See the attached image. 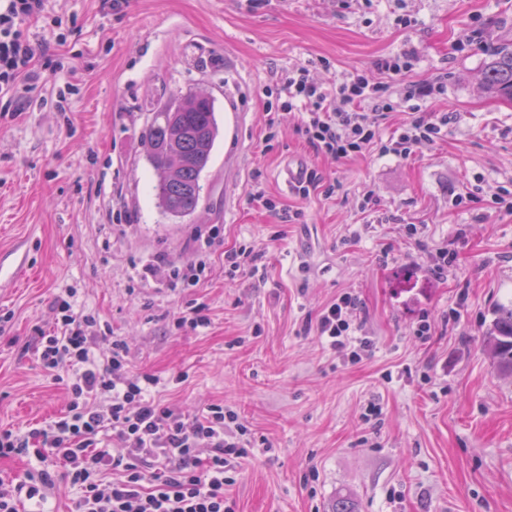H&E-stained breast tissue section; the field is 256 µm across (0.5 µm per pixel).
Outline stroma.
Listing matches in <instances>:
<instances>
[{"instance_id": "stroma-1", "label": "stroma", "mask_w": 512, "mask_h": 512, "mask_svg": "<svg viewBox=\"0 0 512 512\" xmlns=\"http://www.w3.org/2000/svg\"><path fill=\"white\" fill-rule=\"evenodd\" d=\"M30 35L40 82L23 111L0 114V428L66 409L35 349L72 288L101 335L126 339L135 371L166 381V404L238 413L252 450L228 493L235 512H329L341 496L358 512H512V375L482 343L512 302V213L492 203L512 190V101L480 87L512 48V0H129L118 15L52 0ZM384 58L409 67L382 73ZM300 64L327 86L384 85L395 109L380 137L408 119L413 84L434 85L422 107L448 125L406 158L318 153L294 114L266 143L272 77ZM195 90L239 113L240 134L217 146L198 208L176 223L155 205L141 134L157 102ZM292 159L335 195L286 187ZM257 177L301 223L249 202ZM200 232L213 235L203 252ZM243 243L260 274L226 278L224 253ZM159 257L205 259V277L163 288L142 276ZM344 292L373 342L357 363L315 332ZM190 305L208 325L177 330Z\"/></svg>"}]
</instances>
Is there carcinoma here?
<instances>
[{"label": "carcinoma", "mask_w": 512, "mask_h": 512, "mask_svg": "<svg viewBox=\"0 0 512 512\" xmlns=\"http://www.w3.org/2000/svg\"><path fill=\"white\" fill-rule=\"evenodd\" d=\"M486 93L512 101V51L497 54L483 72ZM216 100L198 93L172 97L155 107L142 135L155 176L158 207L172 220L191 215L200 201V176L220 138ZM495 367L512 374V303L500 305L483 334Z\"/></svg>", "instance_id": "obj_1"}]
</instances>
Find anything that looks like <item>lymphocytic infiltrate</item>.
<instances>
[{
  "label": "lymphocytic infiltrate",
  "mask_w": 512,
  "mask_h": 512,
  "mask_svg": "<svg viewBox=\"0 0 512 512\" xmlns=\"http://www.w3.org/2000/svg\"><path fill=\"white\" fill-rule=\"evenodd\" d=\"M47 7L48 0H0V100L18 111L40 79L28 25ZM276 86L267 138H274L282 111L296 110L311 146L339 159L374 150L406 158L434 143L448 124L447 116L420 110L383 139L376 118L392 109L384 87L347 77L329 89L304 65L277 77ZM74 297L71 288L55 297L54 327L36 346L45 371L64 373L70 404L42 427L0 429V458L39 462L24 479L0 477V512H45L55 487L54 470L45 464L50 456L78 492L72 512H234L226 489L249 448L238 413L212 404L190 417L163 404L161 379L133 371L125 339L98 335L95 317L78 309ZM359 307L357 296L343 293L316 322L318 337L354 362L371 345L357 334Z\"/></svg>",
  "instance_id": "obj_1"
}]
</instances>
